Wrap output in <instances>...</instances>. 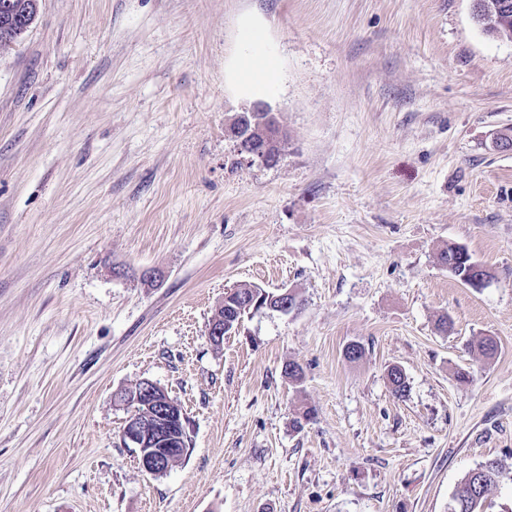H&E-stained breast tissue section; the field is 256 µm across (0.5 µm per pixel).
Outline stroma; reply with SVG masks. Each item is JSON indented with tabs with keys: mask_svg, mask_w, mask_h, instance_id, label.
<instances>
[{
	"mask_svg": "<svg viewBox=\"0 0 512 512\" xmlns=\"http://www.w3.org/2000/svg\"><path fill=\"white\" fill-rule=\"evenodd\" d=\"M250 54L270 89L236 84ZM256 99L288 129L271 165L224 132ZM505 128L512 41L471 0H39L0 47V512H448L491 459L484 512H512ZM237 284L302 306L214 345ZM143 379L188 437L160 476L122 440ZM456 247L457 245L455 244H448V247L441 250L438 259L440 263H442L445 260L448 261V255H450L454 259V264L452 266V269L448 271L451 274H453L454 277L458 278L461 282L468 285L470 288H475L473 280H476L477 276L484 274V272L477 271L471 264H468V262L473 259L467 251L466 259L462 261L461 253L455 250ZM490 280L491 277L482 275L479 282L480 288H484L489 283Z\"/></svg>",
	"mask_w": 512,
	"mask_h": 512,
	"instance_id": "1",
	"label": "stroma"
}]
</instances>
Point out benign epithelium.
<instances>
[{
  "instance_id": "benign-epithelium-1",
  "label": "benign epithelium",
  "mask_w": 512,
  "mask_h": 512,
  "mask_svg": "<svg viewBox=\"0 0 512 512\" xmlns=\"http://www.w3.org/2000/svg\"><path fill=\"white\" fill-rule=\"evenodd\" d=\"M226 136L236 146L239 161L252 163L256 160L264 164L275 163L288 142V131L271 106L256 100L242 108L237 118L225 126ZM237 325L224 321L216 315L209 329L210 340L223 342L224 335ZM123 400L120 405L131 409V414L123 429V441L138 448L141 467L148 473L162 474L170 451L176 448L178 436L172 421L177 416V404L166 397V392L155 382L144 379L140 385L120 391Z\"/></svg>"
}]
</instances>
